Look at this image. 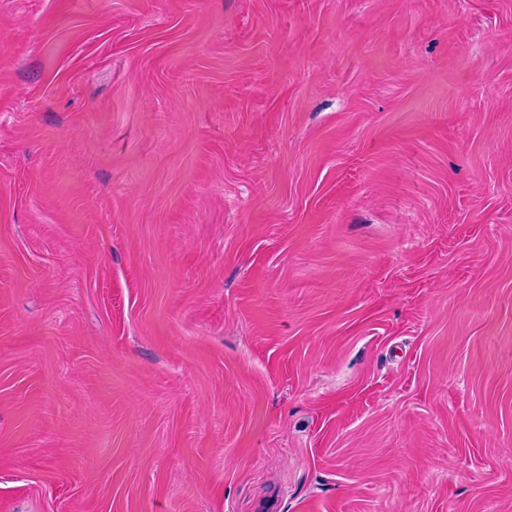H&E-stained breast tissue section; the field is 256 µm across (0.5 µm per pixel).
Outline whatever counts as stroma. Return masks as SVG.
<instances>
[{
  "instance_id": "stroma-1",
  "label": "stroma",
  "mask_w": 512,
  "mask_h": 512,
  "mask_svg": "<svg viewBox=\"0 0 512 512\" xmlns=\"http://www.w3.org/2000/svg\"><path fill=\"white\" fill-rule=\"evenodd\" d=\"M0 512H512V0H0Z\"/></svg>"
}]
</instances>
